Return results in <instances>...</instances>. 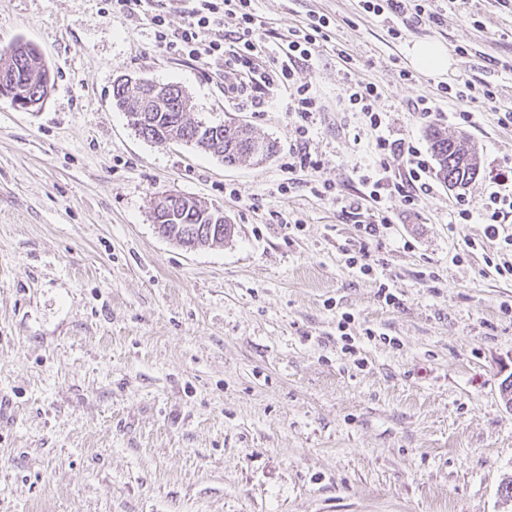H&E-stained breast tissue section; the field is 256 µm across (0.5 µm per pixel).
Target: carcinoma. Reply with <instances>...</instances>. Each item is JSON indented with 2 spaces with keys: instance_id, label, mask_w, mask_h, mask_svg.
I'll return each mask as SVG.
<instances>
[{
  "instance_id": "carcinoma-1",
  "label": "carcinoma",
  "mask_w": 512,
  "mask_h": 512,
  "mask_svg": "<svg viewBox=\"0 0 512 512\" xmlns=\"http://www.w3.org/2000/svg\"><path fill=\"white\" fill-rule=\"evenodd\" d=\"M19 41L9 47L10 60L0 67V96L10 100L19 109L29 101H43L50 84L42 81L48 69L40 62L36 48L21 51ZM168 99L158 108L140 111L134 107L125 110L131 125L138 134L154 144H164L170 138H179L202 150L212 152L228 164L251 159L261 163L274 153V145L259 132L248 126L224 123L209 125L187 119L192 104L189 97L177 85L168 86ZM429 141L437 162V178L453 187H463L468 177L479 170L476 151L462 146L448 130L439 127L429 129ZM206 207L190 198L170 201L168 208L160 211V223L167 225L175 237L183 238L209 228L210 221L203 217Z\"/></svg>"
}]
</instances>
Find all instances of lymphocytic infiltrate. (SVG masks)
Listing matches in <instances>:
<instances>
[{"label":"lymphocytic infiltrate","instance_id":"obj_1","mask_svg":"<svg viewBox=\"0 0 512 512\" xmlns=\"http://www.w3.org/2000/svg\"><path fill=\"white\" fill-rule=\"evenodd\" d=\"M362 8L373 16L387 20L396 18L405 24L434 23L439 19L434 0H362ZM228 16L237 19V28L229 35L222 31ZM147 19L159 47L177 49L195 62L212 56L224 57L226 69L235 77L234 82L226 84V92L247 98L253 109L263 108L266 91L281 87L294 98L300 118L318 111L316 96L308 85L296 82L295 73L299 66L310 63L315 57L317 36L326 24L325 18L289 29L284 43L279 44L274 53L265 42L264 23L254 12L252 0H195L189 20L177 30L170 29L164 8H155ZM345 93L349 103L363 112L371 128L377 131L379 150L392 149V142L383 133L384 114L378 108L380 89L372 83L352 80L347 83ZM402 151L409 164L404 177L392 183L371 181L368 200L380 202L386 191L406 198L411 189L430 190L429 165L419 148L409 144L403 146ZM493 183L495 189L488 195L482 216L494 233L500 220L512 213V169L497 172Z\"/></svg>","mask_w":512,"mask_h":512}]
</instances>
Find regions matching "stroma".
I'll list each match as a JSON object with an SVG mask.
<instances>
[{
    "mask_svg": "<svg viewBox=\"0 0 512 512\" xmlns=\"http://www.w3.org/2000/svg\"><path fill=\"white\" fill-rule=\"evenodd\" d=\"M253 6L279 36L328 21L296 74L321 105L307 119L281 88L260 112L225 95L223 58L158 47L110 0H0V48L34 44L52 81L39 110L0 99V512H512V276L496 270L512 218L496 238L452 221L512 167V10L455 0L395 39L359 0ZM422 40L447 46L446 75L412 70ZM123 74L180 86L191 119L252 126L275 155L228 165L144 140L114 104ZM355 79L381 90L391 141L428 157L439 125L481 155L466 188L383 196L393 222L366 275L336 199L407 160L378 150L345 95ZM467 81L493 101L442 91ZM170 190L221 209L233 235L191 251L163 238L150 208Z\"/></svg>",
    "mask_w": 512,
    "mask_h": 512,
    "instance_id": "stroma-1",
    "label": "stroma"
}]
</instances>
